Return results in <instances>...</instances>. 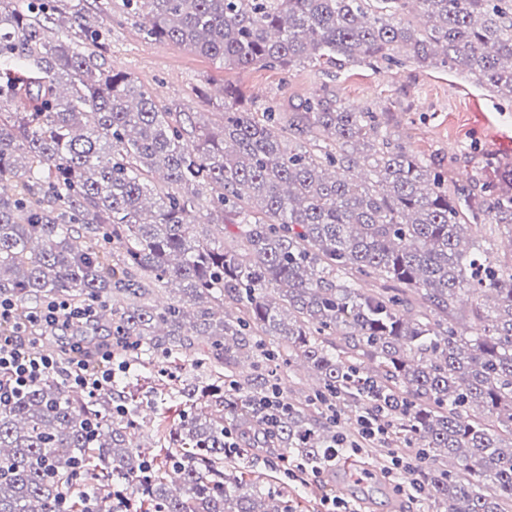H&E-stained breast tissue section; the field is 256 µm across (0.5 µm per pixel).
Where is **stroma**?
Returning <instances> with one entry per match:
<instances>
[{
	"label": "stroma",
	"instance_id": "obj_1",
	"mask_svg": "<svg viewBox=\"0 0 512 512\" xmlns=\"http://www.w3.org/2000/svg\"><path fill=\"white\" fill-rule=\"evenodd\" d=\"M90 19L106 38V66L131 76L161 103L196 113L200 120L222 111L223 99L215 90L227 81L237 84L247 101L272 100L287 113L326 92L349 106L385 110L392 137L427 159L449 183H464L484 165L512 162V101L448 69L305 63L285 70H227L174 43L144 39L140 17L128 11L124 0H92ZM383 464L379 449L368 448L348 468L328 470L323 480L358 512H402L404 497L382 478ZM359 469L379 483L373 498L363 499L355 490Z\"/></svg>",
	"mask_w": 512,
	"mask_h": 512
}]
</instances>
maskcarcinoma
<instances>
[{"mask_svg": "<svg viewBox=\"0 0 512 512\" xmlns=\"http://www.w3.org/2000/svg\"><path fill=\"white\" fill-rule=\"evenodd\" d=\"M147 40L226 69L438 65L512 99V0H127ZM68 17L66 38L47 24ZM104 45L84 0H0V296L89 306L75 328L161 356L155 381L190 409L146 455L139 403L74 397L54 378L0 406V512H299L246 479L249 454L311 467L340 432L327 406L395 402L388 446L421 452L433 512H512V168L453 186L392 139L383 114L329 95L275 112L224 84L219 120L162 107L84 50ZM237 227L227 249L196 233ZM382 287L365 291L357 282ZM167 285L179 297L158 305ZM240 316L224 314V303ZM470 323L471 335L457 329ZM343 345H336V337ZM193 353L206 379L180 380ZM251 371L237 373L241 359ZM302 363L318 386L281 395L264 433L253 400ZM123 405L128 413L114 412ZM199 204L197 217L200 223L196 224V232L212 240L224 241V247L227 249L233 248L236 244L237 228L233 225L224 224V232H222L213 224H204L203 222H206L207 220L206 214L208 203L205 198H202L199 201Z\"/></svg>", "mask_w": 512, "mask_h": 512, "instance_id": "obj_1", "label": "carcinoma"}]
</instances>
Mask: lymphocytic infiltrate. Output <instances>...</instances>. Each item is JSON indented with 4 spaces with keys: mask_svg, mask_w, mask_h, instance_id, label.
<instances>
[{
    "mask_svg": "<svg viewBox=\"0 0 512 512\" xmlns=\"http://www.w3.org/2000/svg\"><path fill=\"white\" fill-rule=\"evenodd\" d=\"M91 309L56 299L41 309L18 317L10 299L0 298V404L9 403L39 380L54 377L88 397L110 390L115 379L130 369L110 347H102L89 360L81 344H73L67 356L36 352L38 335H49L74 324L92 322Z\"/></svg>",
    "mask_w": 512,
    "mask_h": 512,
    "instance_id": "lymphocytic-infiltrate-1",
    "label": "lymphocytic infiltrate"
}]
</instances>
